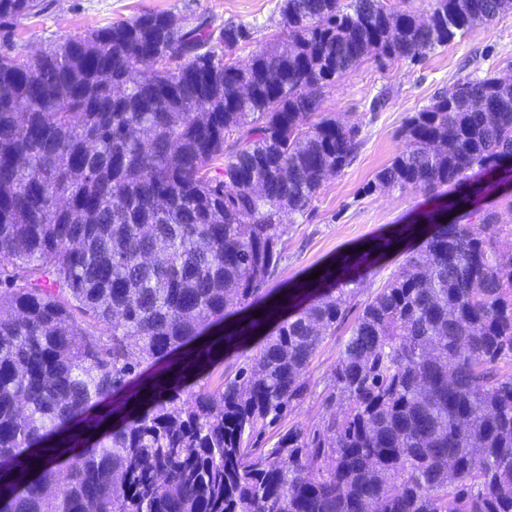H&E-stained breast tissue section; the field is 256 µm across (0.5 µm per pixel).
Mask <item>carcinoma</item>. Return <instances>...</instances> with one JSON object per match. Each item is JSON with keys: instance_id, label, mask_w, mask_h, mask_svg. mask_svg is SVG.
Masks as SVG:
<instances>
[{"instance_id": "carcinoma-1", "label": "carcinoma", "mask_w": 512, "mask_h": 512, "mask_svg": "<svg viewBox=\"0 0 512 512\" xmlns=\"http://www.w3.org/2000/svg\"><path fill=\"white\" fill-rule=\"evenodd\" d=\"M43 9L0 0V30ZM512 0H283L288 33L143 12L38 54L0 50V512H512V252L492 210L433 225L368 300L314 429L267 428L308 394L371 254L328 271L250 366L184 393L223 354L204 332L278 268L282 218L342 172L360 127L323 89L422 58ZM374 189L512 166V79L460 82L410 116ZM90 319L110 332L85 337Z\"/></svg>"}]
</instances>
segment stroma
I'll use <instances>...</instances> for the list:
<instances>
[{"label":"stroma","instance_id":"obj_1","mask_svg":"<svg viewBox=\"0 0 512 512\" xmlns=\"http://www.w3.org/2000/svg\"><path fill=\"white\" fill-rule=\"evenodd\" d=\"M46 8L32 18L20 19L12 31L0 32L30 54L68 39L84 36L89 29L128 20L145 12H170L191 20L204 15L215 26L227 22L245 25L249 43L238 50L246 61L256 45L281 32V0H44ZM512 75V13L490 24L469 30L447 46L419 60L403 59L361 64L348 76L327 86L322 112L342 122L360 126V148L353 162L323 183L317 197L302 214L284 217L282 259L261 296L252 307L263 313L268 302L304 281L305 277L333 264L339 257L366 244L386 238L397 227L413 223L418 214L433 209L436 197L412 190H370L375 175L399 152V132L406 118L428 105L436 93L451 91L465 79ZM448 196L462 200V212L491 209L499 220L486 230L496 247L512 251V193L492 190L477 204L463 200L464 191L449 188ZM422 237L407 240L404 251L386 252L365 274L350 300L345 324L320 344L306 374L307 398L294 407L286 425L318 427L327 415L324 402L336 359L350 335L362 304L374 296L403 261L405 251L417 249Z\"/></svg>","mask_w":512,"mask_h":512}]
</instances>
